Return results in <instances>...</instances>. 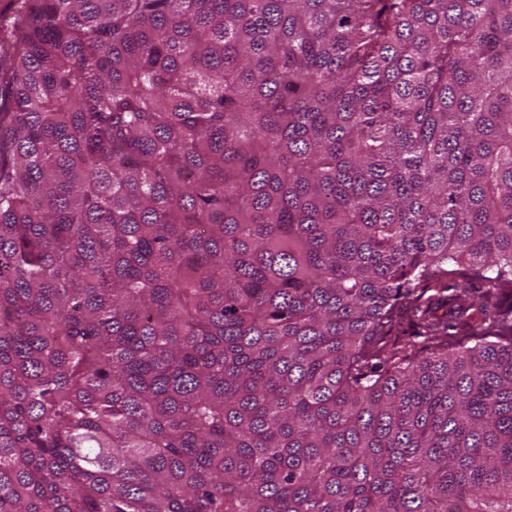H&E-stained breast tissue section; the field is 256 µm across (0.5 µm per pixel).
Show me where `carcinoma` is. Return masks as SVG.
<instances>
[{"label": "carcinoma", "mask_w": 512, "mask_h": 512, "mask_svg": "<svg viewBox=\"0 0 512 512\" xmlns=\"http://www.w3.org/2000/svg\"><path fill=\"white\" fill-rule=\"evenodd\" d=\"M0 512H512V0H5Z\"/></svg>", "instance_id": "obj_1"}]
</instances>
